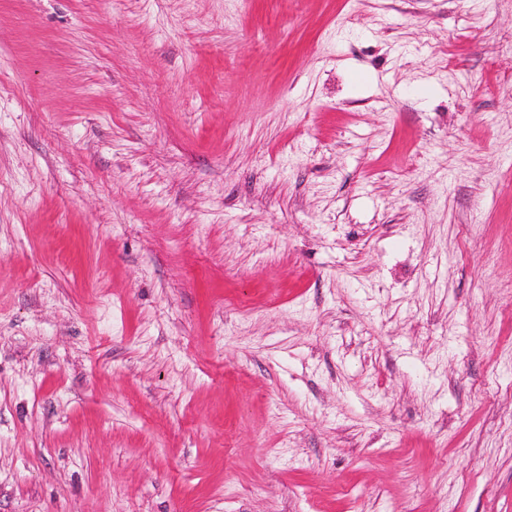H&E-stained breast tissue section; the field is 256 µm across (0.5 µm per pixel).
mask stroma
Masks as SVG:
<instances>
[{"instance_id":"1","label":"stroma","mask_w":512,"mask_h":512,"mask_svg":"<svg viewBox=\"0 0 512 512\" xmlns=\"http://www.w3.org/2000/svg\"><path fill=\"white\" fill-rule=\"evenodd\" d=\"M0 512H512V0H0Z\"/></svg>"}]
</instances>
